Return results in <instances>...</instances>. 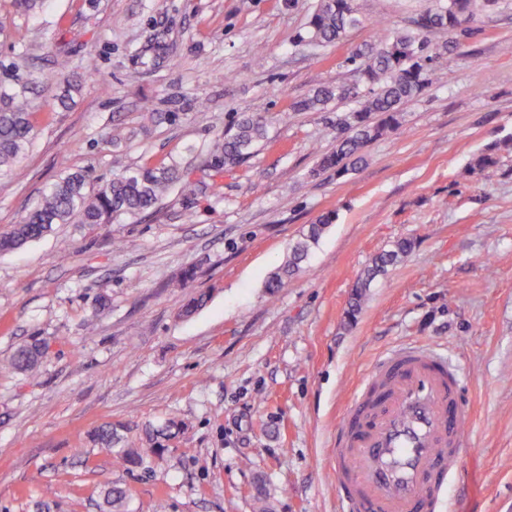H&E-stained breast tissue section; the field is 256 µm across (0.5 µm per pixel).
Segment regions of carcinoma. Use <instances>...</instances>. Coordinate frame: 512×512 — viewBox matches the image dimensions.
Segmentation results:
<instances>
[{
  "label": "carcinoma",
  "instance_id": "1",
  "mask_svg": "<svg viewBox=\"0 0 512 512\" xmlns=\"http://www.w3.org/2000/svg\"><path fill=\"white\" fill-rule=\"evenodd\" d=\"M500 0H431L424 11L426 23L413 19L407 26H389L377 39L359 47L349 57L355 79L351 82L326 83L313 94L294 103L297 112L327 111L333 102L352 99L357 107L336 124V147L323 154L312 174L334 169L339 175L364 163V149L387 133L399 128L401 107L420 96L436 77L440 48L433 46L430 35L446 33L451 43L476 31L479 16L496 8ZM363 25L355 0H317L305 34L297 45H332L350 31ZM44 78L30 70L17 69L9 81L0 83V174L12 170L28 151L35 137L32 101L29 93ZM268 116L262 112L245 113L234 127L217 135L202 162V170L211 180L224 176L249 159L267 134ZM88 172L66 174L49 186L39 205L24 220L0 235V253L19 250L41 239L55 224H109L123 215H137L157 208L176 186L186 198L196 192V183L186 179L184 167L177 163L159 166L137 165L121 175L87 190ZM334 221L328 213L309 225L306 234L295 242L287 260L270 276L268 288H280L299 271L311 246L318 243ZM410 240H401L394 249L377 255L364 277L353 290L347 312L352 319L371 281L409 253ZM44 353L43 345L33 342L16 349L0 364L18 374L31 375ZM127 426L104 423L92 434L93 441L108 450L115 460L139 466L164 451L165 442L181 431V424L170 419L155 426H142V446L125 447ZM129 490L112 485L102 491L99 512H127Z\"/></svg>",
  "mask_w": 512,
  "mask_h": 512
}]
</instances>
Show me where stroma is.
Returning <instances> with one entry per match:
<instances>
[{
	"label": "stroma",
	"mask_w": 512,
	"mask_h": 512,
	"mask_svg": "<svg viewBox=\"0 0 512 512\" xmlns=\"http://www.w3.org/2000/svg\"><path fill=\"white\" fill-rule=\"evenodd\" d=\"M364 26L329 46H295L316 0H45L35 13L0 0V74H47L32 97L35 142L0 175V232L76 170L181 161L198 190L112 224H58L0 254V359L38 339L37 379L0 373V512H98L110 484L129 512H253L264 484L273 512H336L341 415L385 352L438 345L457 366L473 417L453 512H512V7L479 18L440 79L405 103L399 129L345 175L315 173L336 120L291 105L324 82H349L347 59L379 19L427 0H356ZM66 55L82 85L54 105ZM179 112L176 123L157 120ZM246 112L269 135L217 181L200 160ZM496 146L497 162L467 175ZM334 224L300 273L269 276L322 214ZM413 249L346 316L372 259ZM195 277L178 287L184 270ZM208 293L192 318L190 292ZM175 418L184 433L141 467L91 440L109 421Z\"/></svg>",
	"instance_id": "stroma-1"
}]
</instances>
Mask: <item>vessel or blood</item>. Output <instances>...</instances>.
Wrapping results in <instances>:
<instances>
[{
	"instance_id": "obj_1",
	"label": "vessel or blood",
	"mask_w": 512,
	"mask_h": 512,
	"mask_svg": "<svg viewBox=\"0 0 512 512\" xmlns=\"http://www.w3.org/2000/svg\"><path fill=\"white\" fill-rule=\"evenodd\" d=\"M470 419L447 354L417 344L388 353L338 426L341 512H446Z\"/></svg>"
}]
</instances>
